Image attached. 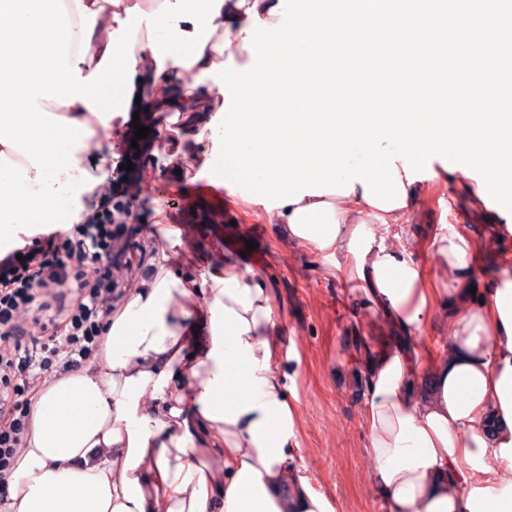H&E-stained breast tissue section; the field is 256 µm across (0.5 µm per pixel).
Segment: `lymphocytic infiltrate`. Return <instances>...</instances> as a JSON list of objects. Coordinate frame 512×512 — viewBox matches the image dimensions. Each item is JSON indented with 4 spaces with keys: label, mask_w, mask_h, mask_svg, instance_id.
Instances as JSON below:
<instances>
[{
    "label": "lymphocytic infiltrate",
    "mask_w": 512,
    "mask_h": 512,
    "mask_svg": "<svg viewBox=\"0 0 512 512\" xmlns=\"http://www.w3.org/2000/svg\"><path fill=\"white\" fill-rule=\"evenodd\" d=\"M140 193L116 179L82 223L50 229L0 255V498L28 429L34 381L86 364L111 315L118 271H134L130 224Z\"/></svg>",
    "instance_id": "1"
}]
</instances>
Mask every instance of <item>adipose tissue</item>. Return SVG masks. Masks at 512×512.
<instances>
[{
  "label": "adipose tissue",
  "instance_id": "obj_1",
  "mask_svg": "<svg viewBox=\"0 0 512 512\" xmlns=\"http://www.w3.org/2000/svg\"><path fill=\"white\" fill-rule=\"evenodd\" d=\"M279 4L207 0L195 13L188 0H0V244L40 225L31 200L63 195L80 216L89 185L72 173L124 114L97 94L108 74L182 84L172 109L219 112L224 95H197L198 78L228 49L249 57L253 17L277 23ZM175 17L199 36L136 40L135 22L162 29ZM421 189L407 185L404 207L382 210L358 183L274 216L293 241L342 254L368 308L402 336L367 354L363 375L366 453L387 512H512V260L471 294V237L452 228L429 244L447 284L425 279L386 242ZM429 328L447 356L428 373L417 340ZM285 366L260 272L231 256L193 277L158 265L113 310L93 359L33 397L0 512H335L301 473Z\"/></svg>",
  "mask_w": 512,
  "mask_h": 512
}]
</instances>
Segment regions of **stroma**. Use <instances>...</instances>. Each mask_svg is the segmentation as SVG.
Returning <instances> with one entry per match:
<instances>
[{"mask_svg": "<svg viewBox=\"0 0 512 512\" xmlns=\"http://www.w3.org/2000/svg\"><path fill=\"white\" fill-rule=\"evenodd\" d=\"M138 111V119L123 122L122 139L135 140L136 125L150 129L147 138L137 140L143 153L134 161L138 167H154L133 210L141 227L135 251L140 274L163 259L177 275H195L227 255L260 270L274 300L282 350L298 354L301 361L292 388L298 398V454L305 475L337 512H387L370 478L361 376L366 349L389 346L392 331L366 312L353 282L337 276L334 256L285 238L269 212L252 202L250 192L234 185L212 203L195 205V188L206 176L201 163L191 159L177 166L158 143L172 132L186 140L191 127L178 126L177 113L158 111L149 99L141 101ZM119 140L101 137L97 153L85 154L84 181L104 186ZM474 183V177L460 170L453 181L427 182L408 235L395 241V248L406 250L425 277L434 276L436 263L424 241L445 225H467L478 240L483 285H490L502 258H512V234L494 242L485 230L484 206L469 195ZM177 195L185 196L188 206L174 208Z\"/></svg>", "mask_w": 512, "mask_h": 512, "instance_id": "35a3bbf8", "label": "stroma"}]
</instances>
